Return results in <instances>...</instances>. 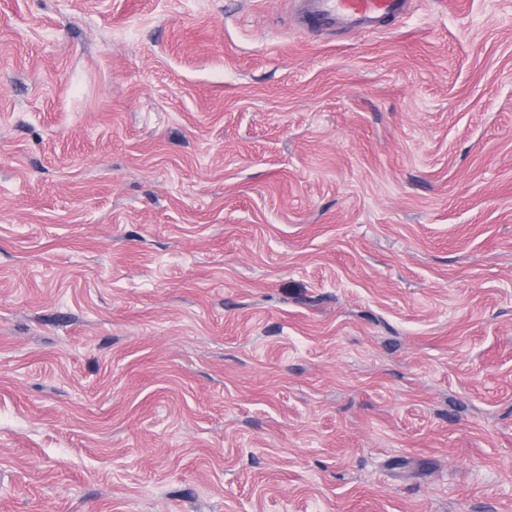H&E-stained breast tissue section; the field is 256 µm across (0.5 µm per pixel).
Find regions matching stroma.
Segmentation results:
<instances>
[{"instance_id": "35a3bbf8", "label": "stroma", "mask_w": 512, "mask_h": 512, "mask_svg": "<svg viewBox=\"0 0 512 512\" xmlns=\"http://www.w3.org/2000/svg\"><path fill=\"white\" fill-rule=\"evenodd\" d=\"M0 512H512V0H0ZM297 24L305 29L336 27L371 31L384 21L405 18L409 0H292Z\"/></svg>"}]
</instances>
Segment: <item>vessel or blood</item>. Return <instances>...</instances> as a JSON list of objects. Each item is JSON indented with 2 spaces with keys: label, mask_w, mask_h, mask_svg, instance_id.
I'll use <instances>...</instances> for the list:
<instances>
[{
  "label": "vessel or blood",
  "mask_w": 512,
  "mask_h": 512,
  "mask_svg": "<svg viewBox=\"0 0 512 512\" xmlns=\"http://www.w3.org/2000/svg\"><path fill=\"white\" fill-rule=\"evenodd\" d=\"M292 5L300 27L318 30L371 31L405 18L409 10V0H292Z\"/></svg>",
  "instance_id": "vessel-or-blood-1"
}]
</instances>
